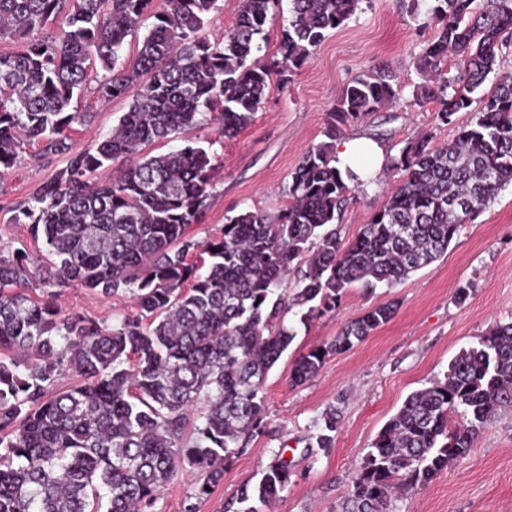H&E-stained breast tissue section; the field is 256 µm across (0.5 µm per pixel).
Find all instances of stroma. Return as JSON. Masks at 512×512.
<instances>
[{"label": "stroma", "mask_w": 512, "mask_h": 512, "mask_svg": "<svg viewBox=\"0 0 512 512\" xmlns=\"http://www.w3.org/2000/svg\"><path fill=\"white\" fill-rule=\"evenodd\" d=\"M438 31L437 22L420 11L409 16L399 0H368L344 27L333 31L314 59L289 81L271 77L253 122L236 137H220L216 125L186 131L178 145L210 144L218 161L214 186L200 223L187 233L199 240L216 238L225 219L243 210L269 214L288 198L290 175L305 151L323 138L327 113L343 86L356 74L388 67L398 79L392 106L345 128L379 143L386 157L397 156L418 134L433 132V145L450 142L456 125L470 115L460 112L455 125H439L434 104L418 103L414 93L423 78L416 60ZM90 79L70 109L89 115L71 134L75 148L111 131L128 101L104 102L96 86L105 72L92 66ZM63 165V159L26 147L15 167L0 177V251L26 249L45 259L42 244L26 225L13 223L15 208ZM402 175L383 166L370 186L351 185L337 229L341 241L357 236L368 217L383 206ZM63 312L109 319L132 313L128 297L106 298L80 286L56 290ZM381 302L396 312L349 350L330 355L320 372L304 384L291 380L297 356L333 339L351 320ZM512 321V185L500 190L472 223L463 225L447 252L396 287L367 289L356 284L338 309L296 324L288 351L269 371L265 383L264 427L224 468V479L208 497L196 499V472H178L159 494L155 512H239V488L256 481L276 456L293 476L273 512H352L355 474L385 423L413 391L443 378L450 361L498 323ZM336 412L331 447L316 444L323 414ZM390 512H512V409L490 422L469 456L449 465L431 483L393 498Z\"/></svg>", "instance_id": "stroma-1"}]
</instances>
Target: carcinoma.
<instances>
[{
    "label": "carcinoma",
    "mask_w": 512,
    "mask_h": 512,
    "mask_svg": "<svg viewBox=\"0 0 512 512\" xmlns=\"http://www.w3.org/2000/svg\"><path fill=\"white\" fill-rule=\"evenodd\" d=\"M218 0H163L139 42L153 0H0V40L24 37L64 17L62 35L0 54V176L21 149L39 143L66 165L32 193L13 223L27 224L52 256L29 265L24 249L0 253V512H153L164 486L187 465L200 473L198 496L224 478V465L262 427L264 380L296 337L300 322L331 311L351 285L392 288L447 250L461 225L512 185V76L491 93L502 35L512 30V0H429L437 36L416 66V98L436 104L439 124L471 112L449 143L430 134L408 142L391 168L404 179L343 245L334 227L358 177L341 174L334 155L344 126L393 104L398 84L379 67L354 76L328 112L324 140L291 174L277 214L244 210L226 217L223 236L186 235L213 189L215 155L185 146L125 160L156 141L219 123L232 138L250 125L270 77L310 61L328 33L350 21L363 0H290L279 56L257 64L264 26L279 0H239L235 26L218 41L205 34ZM97 63L110 76L99 98L131 99L107 136L75 149L69 131L87 115L69 112ZM477 108H472L473 104ZM114 166L112 180L93 175ZM203 251L204 272L188 262ZM291 299L279 292L294 261ZM70 284L104 297L129 294L139 314L111 322L27 294ZM383 303L349 322L331 341L301 353L291 379L313 378L326 358L351 348L394 315ZM81 383L60 390L58 376ZM206 406L184 441L188 409ZM512 408V321L461 350L444 378L411 393L374 439L353 480L358 512H389L400 492L432 482L469 456L485 424ZM460 419H453V415ZM336 413L323 415L327 448ZM280 458L238 492L242 512H268L291 482Z\"/></svg>",
    "instance_id": "obj_1"
}]
</instances>
